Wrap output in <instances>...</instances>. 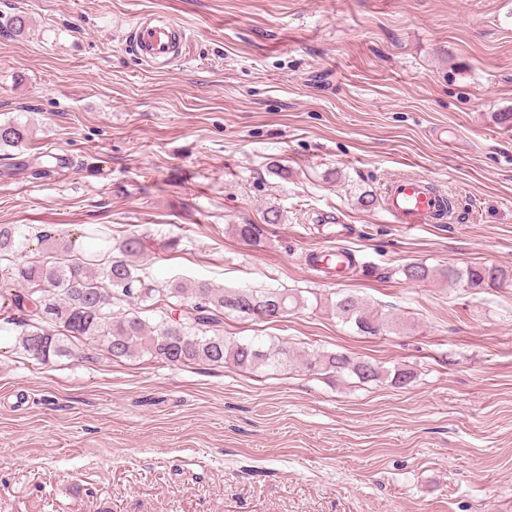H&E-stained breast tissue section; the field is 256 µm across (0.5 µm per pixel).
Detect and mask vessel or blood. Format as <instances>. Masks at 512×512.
Wrapping results in <instances>:
<instances>
[{
    "mask_svg": "<svg viewBox=\"0 0 512 512\" xmlns=\"http://www.w3.org/2000/svg\"><path fill=\"white\" fill-rule=\"evenodd\" d=\"M185 28L158 14L140 17L130 28L125 47L142 64L163 68L185 58ZM383 208L394 223L406 226L446 221L457 205L433 181L416 175L398 176L383 189Z\"/></svg>",
    "mask_w": 512,
    "mask_h": 512,
    "instance_id": "vessel-or-blood-1",
    "label": "vessel or blood"
}]
</instances>
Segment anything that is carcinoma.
I'll use <instances>...</instances> for the list:
<instances>
[{"label": "carcinoma", "instance_id": "obj_1", "mask_svg": "<svg viewBox=\"0 0 512 512\" xmlns=\"http://www.w3.org/2000/svg\"><path fill=\"white\" fill-rule=\"evenodd\" d=\"M29 136L27 126L0 124V148L18 147ZM243 240L261 243L263 230L256 224H235ZM24 233L18 224H0V307L4 323L18 332V347L43 364L62 357L95 359L101 351L118 361L149 356L172 366L231 365L242 370L288 366L294 352L283 345L266 347L254 340L224 335V316L237 313L257 317L269 307L280 316L306 305L301 291L276 289L216 288L201 281L187 285L170 281L159 287L139 274L136 262L142 243L135 233L112 243L106 227L89 230L98 248L76 257L71 241L51 239V255L42 260L21 261L18 252ZM396 274L410 281L433 276L422 264H409ZM448 284L460 288H485L506 278L497 268L448 266L439 272ZM336 317L360 333L377 336L393 333L404 325L401 319L365 306L353 295L332 302ZM310 370L348 374L364 382L391 379L405 386L414 372L388 370L377 361L361 360L348 352L318 351L303 361Z\"/></svg>", "mask_w": 512, "mask_h": 512}]
</instances>
